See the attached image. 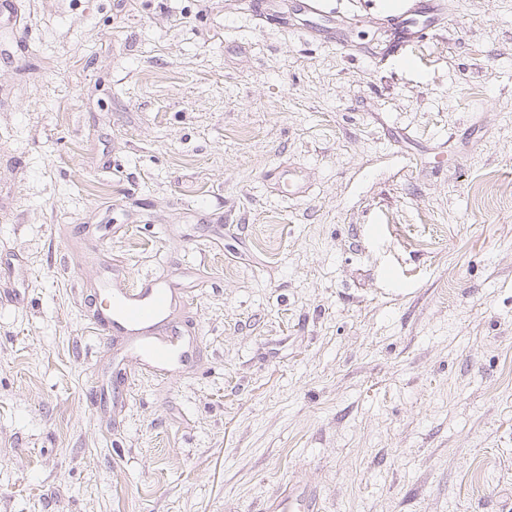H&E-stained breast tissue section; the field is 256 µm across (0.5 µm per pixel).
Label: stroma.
<instances>
[{"label":"stroma","instance_id":"35a3bbf8","mask_svg":"<svg viewBox=\"0 0 512 512\" xmlns=\"http://www.w3.org/2000/svg\"><path fill=\"white\" fill-rule=\"evenodd\" d=\"M408 68L250 0L0 9V512H512V0ZM300 166L288 200L266 171ZM187 284L160 379L94 323ZM264 512H318L316 496L306 487H286L267 500Z\"/></svg>","mask_w":512,"mask_h":512}]
</instances>
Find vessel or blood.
Wrapping results in <instances>:
<instances>
[{
    "label": "vessel or blood",
    "instance_id": "1",
    "mask_svg": "<svg viewBox=\"0 0 512 512\" xmlns=\"http://www.w3.org/2000/svg\"><path fill=\"white\" fill-rule=\"evenodd\" d=\"M373 20L388 39L374 54L377 62L407 61L410 48L420 45L445 28L449 21L448 0H372ZM290 13L313 39L348 46L350 21L333 7L331 0H291ZM267 181L282 196H304L307 185L294 170L280 166L266 173ZM109 306L98 313L107 335L120 338L126 358L141 368L167 376L186 362L195 339L189 336L174 312L182 305L184 291L156 279L127 284L120 271H113ZM264 512H318L313 492L305 487H286L267 500Z\"/></svg>",
    "mask_w": 512,
    "mask_h": 512
}]
</instances>
